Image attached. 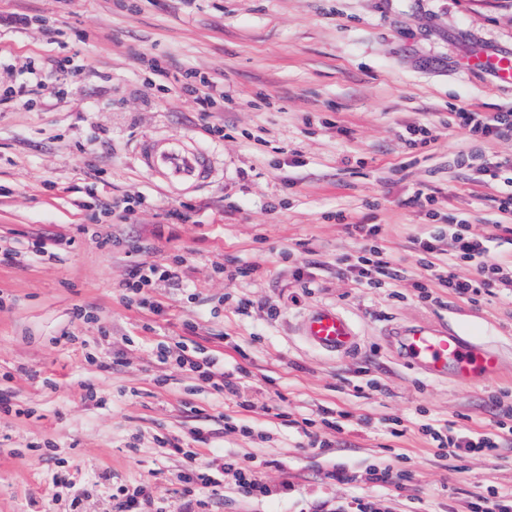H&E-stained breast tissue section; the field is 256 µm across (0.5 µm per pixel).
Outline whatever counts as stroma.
<instances>
[{
  "label": "stroma",
  "mask_w": 512,
  "mask_h": 512,
  "mask_svg": "<svg viewBox=\"0 0 512 512\" xmlns=\"http://www.w3.org/2000/svg\"><path fill=\"white\" fill-rule=\"evenodd\" d=\"M477 54L512 56V0H0V93L23 62L53 66L32 101L0 102V246L13 253L0 262V512H115L120 489L179 512L186 448L219 481L193 512H471L512 491V446L451 457L389 424L492 430L512 409V301L431 303L410 281L358 288L348 271L363 251L352 223L382 225L411 274L414 238L452 217L512 254L502 184L453 164L475 148L454 112L512 109V87L467 70ZM155 59L223 83L229 100L202 112ZM418 123L435 140L411 154L402 135ZM164 138L209 152L210 177L153 175L140 151ZM425 185L437 204L414 202ZM174 209L185 222H168ZM158 227L156 251L141 252ZM141 262L181 269L145 289L163 318L124 297ZM238 266L256 272L232 278ZM325 305L354 321V352L301 336ZM416 322L495 342L498 376L459 387L410 368L391 331ZM184 343L232 372L235 392L157 361L158 346ZM323 405L339 428L306 435ZM236 461L257 465L270 494L243 493ZM384 466L393 479L370 482Z\"/></svg>",
  "instance_id": "obj_1"
}]
</instances>
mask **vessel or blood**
Segmentation results:
<instances>
[{
	"instance_id": "b4317fda",
	"label": "vessel or blood",
	"mask_w": 512,
	"mask_h": 512,
	"mask_svg": "<svg viewBox=\"0 0 512 512\" xmlns=\"http://www.w3.org/2000/svg\"><path fill=\"white\" fill-rule=\"evenodd\" d=\"M472 66L491 70L502 84L512 87V58L479 56ZM144 162L156 176L170 183H197L211 168L209 154L189 147L178 139L146 146ZM305 339L328 353L344 354L357 344L351 319L336 308H320L308 313L300 323ZM396 334L404 361L422 373L437 379H450L460 387L498 375L501 355L494 346L464 336L449 328L429 324H411Z\"/></svg>"
}]
</instances>
